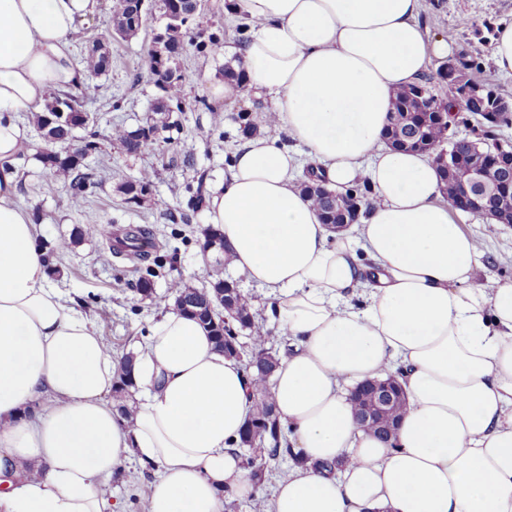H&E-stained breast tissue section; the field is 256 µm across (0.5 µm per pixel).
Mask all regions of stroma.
I'll return each instance as SVG.
<instances>
[{
    "instance_id": "35a3bbf8",
    "label": "stroma",
    "mask_w": 512,
    "mask_h": 512,
    "mask_svg": "<svg viewBox=\"0 0 512 512\" xmlns=\"http://www.w3.org/2000/svg\"><path fill=\"white\" fill-rule=\"evenodd\" d=\"M226 3L206 0L207 18L218 37L217 44L200 50L191 47L181 56L186 109L177 115L176 126L169 129V142L157 143L135 158L125 156L106 137L113 126L134 129L142 125L161 94L144 64L154 31L165 24L158 0H146L145 22L135 37L113 42L112 66L99 79L102 89L98 98L87 106L96 114L98 130L105 137L101 152L89 158L91 166L100 171L102 184L81 204H73L64 183L46 190L49 176L36 158L40 139L33 125H26L22 133L14 161L19 170L16 201L36 218L40 243H71L56 259L60 272L52 276L51 284L84 305L86 315L118 358L143 342L160 310L134 291L138 275L133 261L112 254L101 238L78 239L74 233L86 224L108 222L116 234L130 224L151 225L158 242L172 257L154 279L156 292L165 293L168 281L176 275L194 287L206 285L215 257L203 254L199 244L200 230L206 225L204 212L192 214L186 224L172 223L170 216L186 210L196 173L206 172L212 181L223 178L226 156L234 151L238 138L233 114L264 107L263 100L251 95L228 101L211 92L212 85L224 80L228 61L225 47L238 42V21L227 14ZM508 24H512V0H425L423 25L429 36L455 32L458 48L480 56L481 80L498 87L512 102V76L497 71L491 54L496 30ZM200 98L221 109L225 115L221 124H214L213 113L196 107ZM188 155L193 158L189 165L183 162ZM146 170L154 174L151 199L138 206L123 203L115 192L116 184ZM455 220L465 232L484 240L486 258L478 271L479 283L512 280V224L496 227L463 211L456 213ZM119 470L120 477L112 481V501L119 512H134L133 501L145 497L154 472L132 457Z\"/></svg>"
}]
</instances>
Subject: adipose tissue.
I'll return each instance as SVG.
<instances>
[{"label":"adipose tissue","mask_w":512,"mask_h":512,"mask_svg":"<svg viewBox=\"0 0 512 512\" xmlns=\"http://www.w3.org/2000/svg\"><path fill=\"white\" fill-rule=\"evenodd\" d=\"M97 0H0V512H112L126 455L159 471L145 512H223L253 483L234 448L253 409L239 360L164 309L133 352L131 417L107 399L118 364L49 283L38 227L15 202L20 129L50 90L86 85L69 37ZM251 35L245 80L289 145L243 140L209 186L206 221L236 271L271 297L291 342L273 377L299 462L267 512H512V280L476 281L482 242L453 219L439 171L382 140L392 98L453 35L429 40L422 0H232ZM377 198L356 235L330 231L299 190L302 160ZM403 370L394 446L356 425L348 388ZM338 463L339 474L328 471Z\"/></svg>","instance_id":"adipose-tissue-1"}]
</instances>
